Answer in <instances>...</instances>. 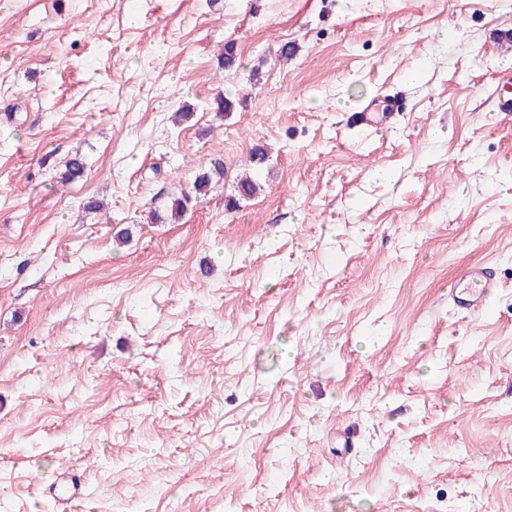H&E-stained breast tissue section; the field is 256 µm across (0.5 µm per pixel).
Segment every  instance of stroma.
I'll list each match as a JSON object with an SVG mask.
<instances>
[{"label": "stroma", "mask_w": 512, "mask_h": 512, "mask_svg": "<svg viewBox=\"0 0 512 512\" xmlns=\"http://www.w3.org/2000/svg\"><path fill=\"white\" fill-rule=\"evenodd\" d=\"M506 29L512 0H0V505L55 512L77 468L73 512H512ZM373 100L398 122L354 126ZM224 180V163L223 161H216L212 167L200 173L194 183L193 191L194 196L189 193H184L181 197L174 199L171 203V218L177 220L181 218L188 206H192V202L197 203L202 197L207 195L208 191L213 185H216ZM262 190L261 183L251 175L250 172H245L244 175L237 179L234 186V194L227 196L225 206L228 209H234L239 204L240 200L250 199ZM495 276L486 263L468 266L454 287L448 288V303L472 316H480L487 307V291L494 286ZM40 491L52 498L57 512H68L70 504L85 495L86 485L79 476L62 472L55 483L40 485Z\"/></svg>", "instance_id": "stroma-1"}]
</instances>
